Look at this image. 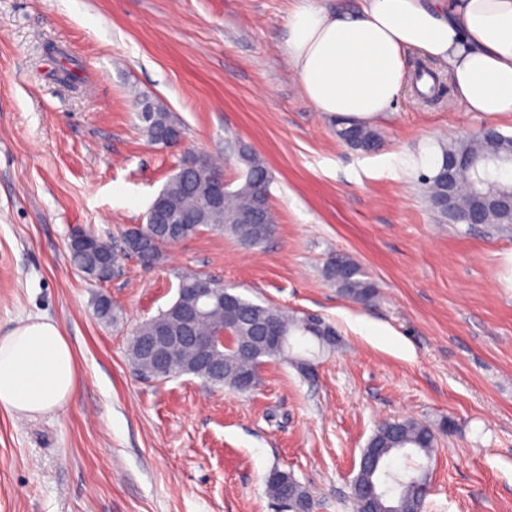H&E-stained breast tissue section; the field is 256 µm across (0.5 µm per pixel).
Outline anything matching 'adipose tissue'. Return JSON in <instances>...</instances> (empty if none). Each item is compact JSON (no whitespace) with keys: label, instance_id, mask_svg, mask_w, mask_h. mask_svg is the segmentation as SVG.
I'll return each mask as SVG.
<instances>
[{"label":"adipose tissue","instance_id":"ef3b65f1","mask_svg":"<svg viewBox=\"0 0 512 512\" xmlns=\"http://www.w3.org/2000/svg\"><path fill=\"white\" fill-rule=\"evenodd\" d=\"M285 45L322 112L368 121L390 111L413 51L449 68L468 111L512 114V0H363L336 12L302 0ZM76 384L74 351L54 322L30 319L0 337V408L57 410Z\"/></svg>","mask_w":512,"mask_h":512}]
</instances>
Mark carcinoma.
Masks as SVG:
<instances>
[{"instance_id": "cac0c4a2", "label": "carcinoma", "mask_w": 512, "mask_h": 512, "mask_svg": "<svg viewBox=\"0 0 512 512\" xmlns=\"http://www.w3.org/2000/svg\"><path fill=\"white\" fill-rule=\"evenodd\" d=\"M142 122V130L148 140L158 143L160 135L173 131L182 136L185 129L174 113L162 106H155L149 112L138 113ZM338 136L348 144L370 151L378 145L379 134L369 126L349 120L337 130ZM450 155H465L473 161L499 159L502 165L485 169L480 173L470 166L461 169L454 175L453 192H448V175L443 166L423 178L427 197L432 209L444 220H454L457 224L467 223L468 211L472 198V189L477 183H483L480 192L488 196H498L512 192V182L502 179L503 166L512 162V136L497 133L495 138L477 135L472 138L456 140L441 146V159ZM237 158L243 165L241 182L233 188L224 190V207L205 215L198 213V195L194 191L196 181L223 172V164L213 156L206 159L199 172L192 171L186 160H181L178 167L168 177L166 183L156 196L157 205L171 217L170 223L181 224L183 217L192 223L185 225L183 237L188 238L205 228L219 234L235 238L242 246L254 249L267 243L276 230V218L268 203V189L271 181L269 170L264 160L256 153L244 147L237 151ZM261 210L262 223L243 224L239 216L247 211ZM152 214H146V223L132 226L122 233V247L116 248L112 241L104 239L90 231L85 235L92 241V247L86 248L79 243H69L70 259L74 267L89 280L106 282L108 278L100 275L104 261L112 259V265L119 266L121 257L134 255L146 256L156 264L163 259L164 249L172 244V240L151 229ZM484 223L507 226L512 224V212L505 209L490 208L485 212ZM326 277L344 295L352 300L367 304L376 296L374 284L364 278L358 264L345 254H338L327 264ZM217 297L207 305L206 310L198 319V329L207 331L220 327L227 330L240 340H256L257 356L250 360L239 356L236 348H226L220 354L224 364V375L218 380L211 379L206 369L189 370L181 365L171 371V375L190 374L204 383L221 386L230 390H240L241 381L248 376L257 364L269 360L286 359L297 369H302L305 354L311 347L323 353L336 346V329L323 318L311 317L307 314H294L270 304L258 303L243 297L232 287H226L219 281L213 282ZM186 297L177 298L157 316L142 323L141 330L132 334L128 344L131 363L145 378L151 377V370L142 356L139 346L140 337L150 336L156 327L175 322L176 311L183 305ZM273 323L283 333L300 339L310 336V347L305 352L295 351V347H273L269 345L261 329ZM434 430L413 419H388L378 425L369 439L366 448L362 449V469L356 473L352 483L366 486L373 481L371 461L380 460V466L387 465L390 458L403 447H412L414 451L430 457L435 444ZM428 484V472L424 465L418 464L411 472L399 477L395 482L390 497L380 496L374 502L375 512H421L423 489ZM289 488L295 505V512H312L313 499L305 486L300 484L288 472L279 471V477L267 478L266 488L270 498L280 496L283 488Z\"/></svg>"}]
</instances>
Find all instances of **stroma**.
Listing matches in <instances>:
<instances>
[{
    "instance_id": "35a3bbf8",
    "label": "stroma",
    "mask_w": 512,
    "mask_h": 512,
    "mask_svg": "<svg viewBox=\"0 0 512 512\" xmlns=\"http://www.w3.org/2000/svg\"><path fill=\"white\" fill-rule=\"evenodd\" d=\"M297 0H0V336L43 316L71 344L78 385L34 418L0 408V512H271L266 478L290 472L314 512H352L376 425L412 418L438 438L422 512H512V226L452 224L422 178L440 147L512 117L467 111L447 70L405 91L363 151L304 96L285 51ZM70 70L75 85L60 82ZM175 113L182 146L152 145L144 104ZM272 175L274 236L251 250L209 231L111 280L70 261L74 227L120 242L188 150L238 145ZM349 255L368 306L326 278ZM196 271L257 302L316 313L340 344L315 378L266 364L240 393L131 367L135 328ZM119 318L102 323L99 296Z\"/></svg>"
}]
</instances>
